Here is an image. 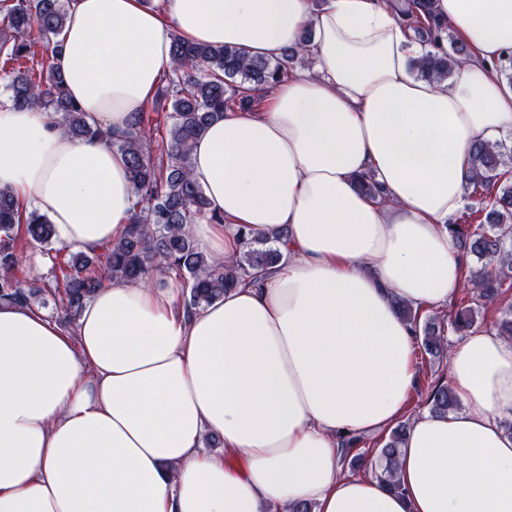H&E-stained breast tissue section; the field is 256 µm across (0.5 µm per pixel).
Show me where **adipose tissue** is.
<instances>
[{"label":"adipose tissue","mask_w":512,"mask_h":512,"mask_svg":"<svg viewBox=\"0 0 512 512\" xmlns=\"http://www.w3.org/2000/svg\"><path fill=\"white\" fill-rule=\"evenodd\" d=\"M471 58L421 79L427 45L394 0H72L56 59L104 132L0 108V188L87 253L126 236L135 196L113 139L171 67L173 35L280 57L312 28L313 71L228 112L191 172L224 221L190 225L203 253L268 238L279 261L188 313L165 270L105 282L75 331L0 304V512H512V342L487 328L453 346L459 400L407 430L401 487L342 473L339 437L402 420L418 386L415 332L395 301L442 310L465 261L447 227L470 146L512 134V0H431ZM369 175L385 198L362 191ZM217 434L224 453L204 452Z\"/></svg>","instance_id":"obj_1"}]
</instances>
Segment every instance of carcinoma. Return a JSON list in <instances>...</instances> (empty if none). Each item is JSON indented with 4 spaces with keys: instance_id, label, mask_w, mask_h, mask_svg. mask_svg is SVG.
<instances>
[{
    "instance_id": "cac0c4a2",
    "label": "carcinoma",
    "mask_w": 512,
    "mask_h": 512,
    "mask_svg": "<svg viewBox=\"0 0 512 512\" xmlns=\"http://www.w3.org/2000/svg\"><path fill=\"white\" fill-rule=\"evenodd\" d=\"M70 0H0V83L5 99L0 106L53 112L58 127L78 139H96L103 131L67 93L64 78L54 65L61 51V35ZM433 51L415 66L424 78L443 80L470 58L468 46L457 41L446 50L441 45L445 27H429ZM300 43L271 61L248 55L229 46L191 44L176 36L172 42V66L164 75L161 92L169 97L170 124L159 139L160 124L149 125L144 112L135 114L125 136L112 142L125 158L134 187L132 225L125 241L107 245L94 254L53 246L55 230L50 219L36 210L24 212L7 189H0V302L44 307L53 301L59 321L74 325L87 302L104 281L114 277L140 280L149 271L164 267L183 280L188 310H197L247 281L252 272L278 262L280 255L264 239L246 243L240 256L217 261L196 247L188 225L198 221L224 223V216L210 203L191 173V148L208 125L226 112H244L256 106L259 92L287 80L297 60H307L306 43ZM46 57L35 59V47ZM161 149L155 150L156 141ZM469 196L477 198L471 214L483 216L476 224L464 221L449 225L463 254L476 259L462 288L465 296L448 317L419 316L406 302H397L403 318L412 323L422 356L440 360L447 354L448 334L466 336L475 329L480 308L501 300L504 286L512 288V183L500 184L512 174V149L499 142H478L470 156ZM41 249L48 259L49 278L38 280L24 269L23 251L17 248L19 233ZM490 326L512 340V303ZM457 400L448 384L438 379L427 391L425 407L446 415ZM409 423L394 427L378 451L375 478L399 489L398 460ZM362 437L339 440L341 462L359 466L365 457Z\"/></svg>"
}]
</instances>
